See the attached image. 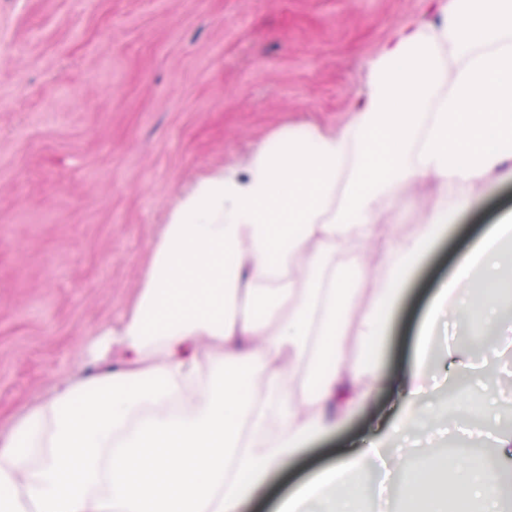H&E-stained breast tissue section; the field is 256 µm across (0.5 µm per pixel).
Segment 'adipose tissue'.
Returning <instances> with one entry per match:
<instances>
[{
    "label": "adipose tissue",
    "mask_w": 512,
    "mask_h": 512,
    "mask_svg": "<svg viewBox=\"0 0 512 512\" xmlns=\"http://www.w3.org/2000/svg\"><path fill=\"white\" fill-rule=\"evenodd\" d=\"M369 73L342 126L279 134L177 195L133 308L91 343L101 372L57 381L13 425L0 512H244L366 406L390 321L448 230L443 205L394 238L380 201L431 183L470 203L512 179V0H449L440 25L399 26ZM511 308L512 212L432 295L389 383L395 413L277 512H357L382 438L426 421L412 407L444 319L511 348ZM404 483L403 512H494L501 495L451 456L421 457Z\"/></svg>",
    "instance_id": "1"
}]
</instances>
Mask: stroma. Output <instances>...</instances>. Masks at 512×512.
<instances>
[{
    "mask_svg": "<svg viewBox=\"0 0 512 512\" xmlns=\"http://www.w3.org/2000/svg\"><path fill=\"white\" fill-rule=\"evenodd\" d=\"M440 0H0V447L21 409L71 376L83 339L118 323L151 263L175 195L218 169L243 170L282 131L335 127L365 102L371 59L397 22L427 28ZM444 192L382 200L394 236L418 230ZM512 210V182L458 211L397 311L382 379L408 368L427 292L487 225ZM423 405L483 400L467 376L428 365ZM378 387L341 431L306 450L249 506L274 512L310 473L362 437ZM464 464L499 476L512 507V459L459 435Z\"/></svg>",
    "mask_w": 512,
    "mask_h": 512,
    "instance_id": "1",
    "label": "stroma"
}]
</instances>
